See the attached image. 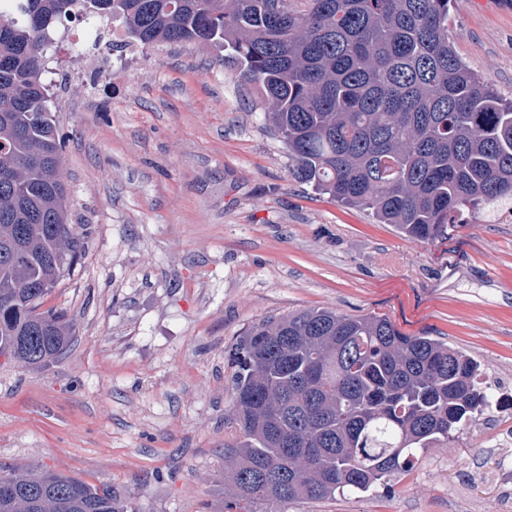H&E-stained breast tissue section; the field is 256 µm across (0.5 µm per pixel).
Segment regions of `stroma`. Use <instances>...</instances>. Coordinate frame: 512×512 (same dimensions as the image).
Returning a JSON list of instances; mask_svg holds the SVG:
<instances>
[{"label": "stroma", "instance_id": "stroma-1", "mask_svg": "<svg viewBox=\"0 0 512 512\" xmlns=\"http://www.w3.org/2000/svg\"><path fill=\"white\" fill-rule=\"evenodd\" d=\"M448 37L512 99V0H452ZM99 67L87 50L45 75L84 251L44 303L73 326L63 353L41 369L0 358V469L110 487L126 512H225V356L253 325L313 308L388 318L512 379V219L467 210L418 242L316 191L223 47L118 48L111 78ZM505 466L477 428L388 488L283 510L500 512L485 477Z\"/></svg>", "mask_w": 512, "mask_h": 512}]
</instances>
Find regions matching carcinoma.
<instances>
[{
	"mask_svg": "<svg viewBox=\"0 0 512 512\" xmlns=\"http://www.w3.org/2000/svg\"><path fill=\"white\" fill-rule=\"evenodd\" d=\"M451 0H10L0 8V355L42 366L68 345L41 310L84 249L63 140L46 107L52 33L70 19L125 38L219 44L260 87L296 177L415 240L512 201V101L455 53ZM240 438L227 512L388 487L491 408L473 358L378 316L264 320L228 353ZM0 512H124L112 490L0 472Z\"/></svg>",
	"mask_w": 512,
	"mask_h": 512,
	"instance_id": "carcinoma-1",
	"label": "carcinoma"
}]
</instances>
